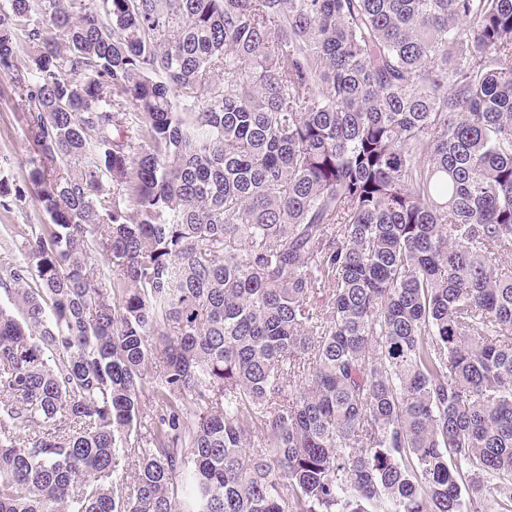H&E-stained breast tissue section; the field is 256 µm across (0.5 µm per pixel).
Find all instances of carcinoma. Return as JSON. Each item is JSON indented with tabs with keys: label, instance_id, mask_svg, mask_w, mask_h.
I'll return each instance as SVG.
<instances>
[{
	"label": "carcinoma",
	"instance_id": "1",
	"mask_svg": "<svg viewBox=\"0 0 512 512\" xmlns=\"http://www.w3.org/2000/svg\"><path fill=\"white\" fill-rule=\"evenodd\" d=\"M0 75V512H512V0H0ZM17 100V96H14L11 91L8 80L0 76V156L7 155L10 158V164H5L2 161L0 177L17 176L19 162L27 153L25 146L28 144L14 117L15 112H20ZM22 207L7 214L8 216L0 215V237L6 236L5 225L1 224H42L44 221L42 213L30 198Z\"/></svg>",
	"mask_w": 512,
	"mask_h": 512
}]
</instances>
